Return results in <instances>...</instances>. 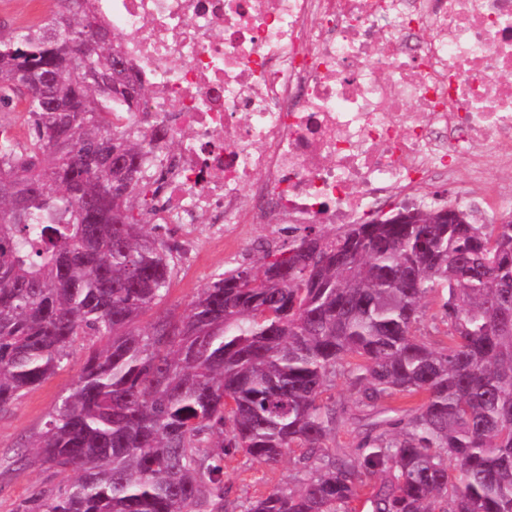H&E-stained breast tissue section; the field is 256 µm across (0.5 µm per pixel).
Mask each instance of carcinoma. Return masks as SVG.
I'll return each mask as SVG.
<instances>
[{"label":"carcinoma","instance_id":"carcinoma-1","mask_svg":"<svg viewBox=\"0 0 512 512\" xmlns=\"http://www.w3.org/2000/svg\"><path fill=\"white\" fill-rule=\"evenodd\" d=\"M119 46L95 0L0 32V110L23 99L27 127L0 122V412L85 350L16 459L46 473L18 512H512V219L309 224L164 310L177 249L148 231L143 171L173 141L120 123ZM439 290L440 349L418 335ZM338 370L372 418L352 453L329 446ZM398 395L421 401L392 415ZM288 451L300 486L229 500L225 460Z\"/></svg>","mask_w":512,"mask_h":512}]
</instances>
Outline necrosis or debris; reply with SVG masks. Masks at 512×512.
<instances>
[{
    "label": "necrosis or debris",
    "mask_w": 512,
    "mask_h": 512,
    "mask_svg": "<svg viewBox=\"0 0 512 512\" xmlns=\"http://www.w3.org/2000/svg\"><path fill=\"white\" fill-rule=\"evenodd\" d=\"M175 141L148 165L150 223L235 244L342 229L386 207L488 221L512 196V0H96Z\"/></svg>",
    "instance_id": "4bbe7bcc"
}]
</instances>
